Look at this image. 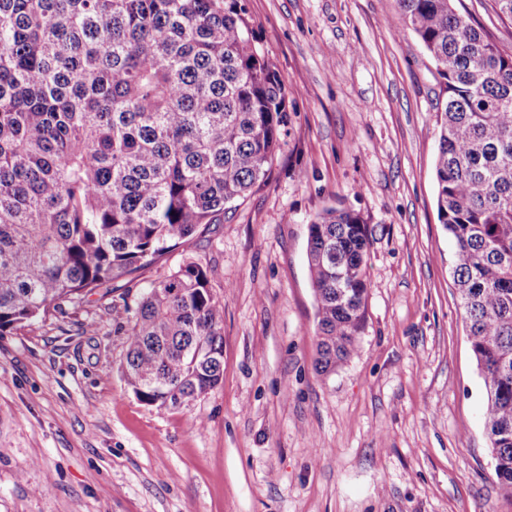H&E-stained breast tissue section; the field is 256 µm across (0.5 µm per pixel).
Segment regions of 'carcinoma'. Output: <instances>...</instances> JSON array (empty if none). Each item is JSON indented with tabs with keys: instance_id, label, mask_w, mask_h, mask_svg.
<instances>
[{
	"instance_id": "carcinoma-1",
	"label": "carcinoma",
	"mask_w": 512,
	"mask_h": 512,
	"mask_svg": "<svg viewBox=\"0 0 512 512\" xmlns=\"http://www.w3.org/2000/svg\"><path fill=\"white\" fill-rule=\"evenodd\" d=\"M445 80L437 218L484 381L485 427L512 499V57L455 0H399ZM288 88L246 0H0V334L136 287L270 176ZM369 234L331 207L309 225L317 365L347 360L365 320ZM124 374L159 410L222 380L224 305L186 262L143 292Z\"/></svg>"
}]
</instances>
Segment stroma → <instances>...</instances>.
Here are the masks:
<instances>
[{
	"mask_svg": "<svg viewBox=\"0 0 512 512\" xmlns=\"http://www.w3.org/2000/svg\"><path fill=\"white\" fill-rule=\"evenodd\" d=\"M288 89L268 181L142 273L183 261L224 304V373L195 405L128 389L112 302L0 335V512H512L484 431L483 380L451 277L433 172L443 79L399 0H248ZM500 54L494 0H456ZM364 219L365 322L335 371L315 368L308 227Z\"/></svg>",
	"mask_w": 512,
	"mask_h": 512,
	"instance_id": "35a3bbf8",
	"label": "stroma"
}]
</instances>
